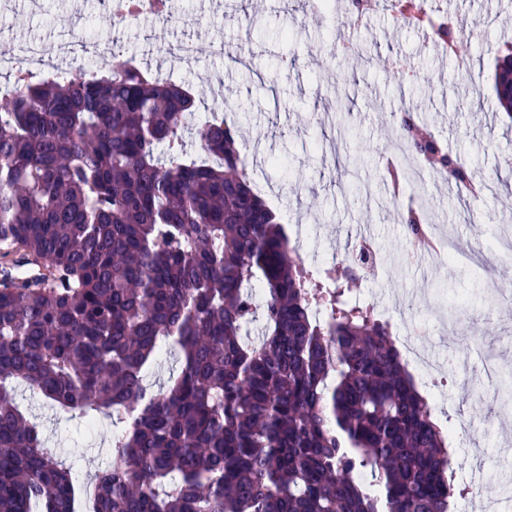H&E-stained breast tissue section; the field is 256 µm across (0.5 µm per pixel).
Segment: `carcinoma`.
I'll return each mask as SVG.
<instances>
[{
  "label": "carcinoma",
  "instance_id": "1",
  "mask_svg": "<svg viewBox=\"0 0 512 512\" xmlns=\"http://www.w3.org/2000/svg\"><path fill=\"white\" fill-rule=\"evenodd\" d=\"M496 71L512 118V64ZM13 79L0 258L44 273L0 284V512H448L451 442L392 324L296 259L224 113L188 124L191 90L121 56ZM164 354L176 375L153 385ZM20 388L87 427L110 419L91 488Z\"/></svg>",
  "mask_w": 512,
  "mask_h": 512
}]
</instances>
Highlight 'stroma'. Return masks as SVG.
Here are the masks:
<instances>
[{
  "label": "stroma",
  "mask_w": 512,
  "mask_h": 512,
  "mask_svg": "<svg viewBox=\"0 0 512 512\" xmlns=\"http://www.w3.org/2000/svg\"><path fill=\"white\" fill-rule=\"evenodd\" d=\"M76 0H20L17 10L0 15V44L79 36L87 41L119 39L153 70H166L160 46L184 41L202 46L181 82L195 96L212 102L223 89L239 127L240 148L256 156L249 171L267 185V203L283 224H303L312 233L315 267L337 264L359 224L372 225L381 251L395 263L391 275L349 281V298L377 303L382 319L414 331L416 340L444 368L446 385L426 391L441 424L462 416L476 423L474 440L485 453L474 464L464 440L453 445V463L464 482L479 486L484 499L499 497L512 485V426L499 421L502 402L512 393L489 384L483 352H493L512 368V291L500 290L495 306L480 303L476 279L496 272L494 257L483 263L451 262L447 286L428 301L407 308L406 299L435 281V272L402 263L409 248L395 211L423 197L434 218L462 245L490 244L500 232L504 206H512V120L492 88L499 59L512 53V0H424L427 11L453 21V37L470 62L459 69L444 48L426 50L425 28L398 22L389 9L368 18L359 39V58L330 55L329 47L351 34L347 0L312 18L307 0H181L187 24L148 21L113 25L100 15L96 0L83 8L95 16L83 29L73 25ZM224 43L237 60L208 53ZM405 63L409 78L396 65ZM480 84L481 96L470 92ZM413 112L424 120L452 156L466 163L471 179L483 187L477 207L467 198L436 191L432 183L412 187L405 169L383 166V150L399 137L397 116ZM490 390L483 406L466 402L468 393ZM44 433L81 478L92 476L103 458L96 447L112 442L109 426L88 431L66 414L39 408Z\"/></svg>",
  "instance_id": "obj_1"
}]
</instances>
